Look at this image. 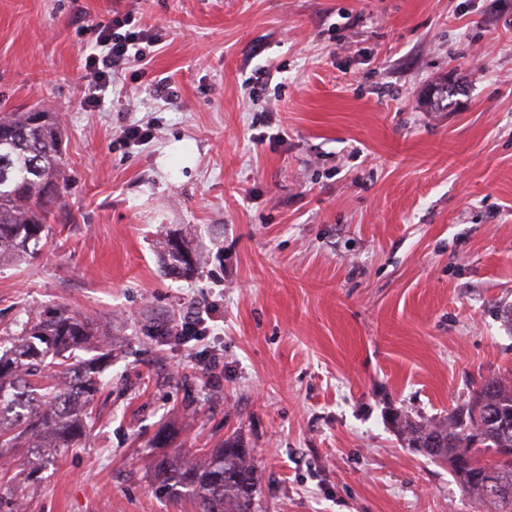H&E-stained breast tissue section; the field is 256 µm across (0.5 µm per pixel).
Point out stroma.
Masks as SVG:
<instances>
[{
	"instance_id": "obj_1",
	"label": "stroma",
	"mask_w": 512,
	"mask_h": 512,
	"mask_svg": "<svg viewBox=\"0 0 512 512\" xmlns=\"http://www.w3.org/2000/svg\"><path fill=\"white\" fill-rule=\"evenodd\" d=\"M116 9L165 42L88 112L81 52ZM34 105L61 119L63 205L0 266V339L64 303L112 358L86 436L7 452L0 498L197 512L147 465L234 434L259 512H487L389 415L512 379V0H0V109ZM135 121L153 139L121 145ZM171 235L190 276L162 271ZM193 308L208 335L182 334Z\"/></svg>"
}]
</instances>
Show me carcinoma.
<instances>
[{
    "instance_id": "obj_1",
    "label": "carcinoma",
    "mask_w": 512,
    "mask_h": 512,
    "mask_svg": "<svg viewBox=\"0 0 512 512\" xmlns=\"http://www.w3.org/2000/svg\"><path fill=\"white\" fill-rule=\"evenodd\" d=\"M60 127L55 112H0V264L34 254L30 245L61 202ZM167 253L177 274L199 264L196 254L184 259L180 241L168 239ZM100 330L57 304L22 325V343L0 351V449L68 448L84 435L111 351L89 359L76 351ZM390 420L408 447L448 465L476 504L496 499L512 512V383L484 379L466 407L439 422L398 412ZM488 467L496 480L491 487L479 479ZM148 472L159 495L189 499L199 512H256L258 467L236 436L199 464L179 450L151 462Z\"/></svg>"
}]
</instances>
